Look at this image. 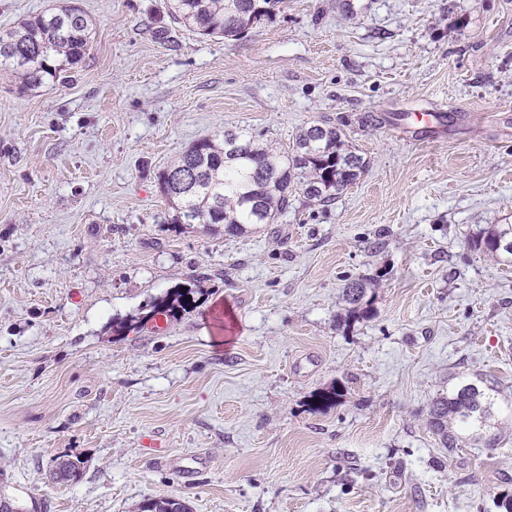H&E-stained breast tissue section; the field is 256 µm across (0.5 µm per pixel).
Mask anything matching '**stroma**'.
Segmentation results:
<instances>
[{
  "label": "stroma",
  "instance_id": "35a3bbf8",
  "mask_svg": "<svg viewBox=\"0 0 512 512\" xmlns=\"http://www.w3.org/2000/svg\"><path fill=\"white\" fill-rule=\"evenodd\" d=\"M77 3L80 64L35 90L0 66V501L501 512L512 264L469 239L512 224V0H277L237 40L168 0ZM316 122L367 162L335 200L294 192L237 235L176 223L159 175L193 142ZM361 278L373 315L348 322ZM186 285L196 308L149 320ZM463 378L498 408L451 454L426 417Z\"/></svg>",
  "mask_w": 512,
  "mask_h": 512
}]
</instances>
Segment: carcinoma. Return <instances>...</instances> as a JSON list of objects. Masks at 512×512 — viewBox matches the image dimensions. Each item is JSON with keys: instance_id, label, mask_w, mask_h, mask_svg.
<instances>
[{"instance_id": "obj_1", "label": "carcinoma", "mask_w": 512, "mask_h": 512, "mask_svg": "<svg viewBox=\"0 0 512 512\" xmlns=\"http://www.w3.org/2000/svg\"><path fill=\"white\" fill-rule=\"evenodd\" d=\"M279 0H170L172 22L203 36L237 40ZM92 39L88 15L78 6L40 14L0 34V65L12 70L22 87L33 89L78 64ZM366 161L349 145L343 131L315 123L300 130L291 146L263 143L246 128L226 130L190 145L159 176L164 193L175 201L182 224H222L236 235L246 225L273 224L288 211L296 190L310 200L328 203L354 184ZM472 248L506 262L512 258V224L480 227ZM372 282H349L343 290L345 320L372 316L368 289ZM195 303L194 289L183 287L154 302L152 311L175 317ZM497 404L496 390L461 380L431 405L427 426L448 450L461 447L465 436L454 426L475 433L489 427Z\"/></svg>"}]
</instances>
